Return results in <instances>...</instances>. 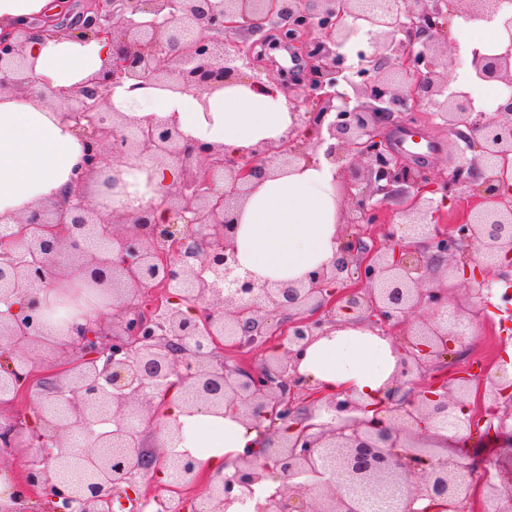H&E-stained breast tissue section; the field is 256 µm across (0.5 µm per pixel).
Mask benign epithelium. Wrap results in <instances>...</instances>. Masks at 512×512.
Returning <instances> with one entry per match:
<instances>
[{
    "instance_id": "7a95c632",
    "label": "benign epithelium",
    "mask_w": 512,
    "mask_h": 512,
    "mask_svg": "<svg viewBox=\"0 0 512 512\" xmlns=\"http://www.w3.org/2000/svg\"><path fill=\"white\" fill-rule=\"evenodd\" d=\"M466 24L502 20L507 40L497 53L471 52L473 79L504 85L509 94L486 112L471 93L449 89L451 71L441 73L437 42L447 38L449 19ZM62 15L34 26L0 32V91L25 82L23 43L32 28L55 37ZM284 34V43L303 62L290 74L299 93L289 98L298 123L279 145H263L247 157L226 158L212 147L191 148L181 132L162 120L130 126L112 111V87L127 79L133 87L202 93L249 76L264 24ZM75 25L81 33L112 43L105 68L78 90L59 98L58 109L76 122L85 145L83 164L67 200L43 205L26 219L21 234L0 237V301L47 281L55 270L59 291L71 290V305L93 299L96 310L118 312L108 331L99 320L75 333L48 337L36 304L20 318H0V407L34 394L37 405L67 404L62 415L37 413L33 425L15 419L0 424L3 448H36L24 480L0 512H20L34 493L53 512H114L116 500L135 494L138 476L165 468L182 486L198 478L190 458L145 450L149 427L171 441L180 429L161 421L155 401L178 391L188 410L221 414L225 405L258 429L270 417L282 427L260 432L261 446L237 454L234 471L213 480L192 512H228L254 498V485L270 476L280 485L256 512H368L389 490L400 492L406 512H467L473 467L441 454L424 438L448 428L455 436L473 431L474 418L462 401L469 378L456 388L437 378L412 398L400 383L447 356L469 333L486 303L490 284L469 281L479 305L448 310V288L428 277L451 270L468 275L479 263L494 268L512 260V6L507 0H84ZM378 31L381 45L360 52V66H345L342 49L362 28ZM237 43L224 48V35ZM438 119L467 144L464 158L432 177L424 162L403 159L386 130L423 131L424 113ZM326 147L338 165L334 186L349 204L336 259L286 288L259 287L233 275L236 212L252 182L270 167L309 163ZM123 164L151 161L174 168L178 180L151 187L154 197L137 211L103 210L88 199L87 182L101 177L100 195L115 199L125 185L103 175L106 156ZM404 194L398 229L381 251L364 239L363 228L388 225L385 203L395 188ZM475 203L449 232L439 218L454 192ZM100 237L106 254L90 253L80 242ZM214 276L208 280L205 274ZM159 288L165 299L147 308L131 294ZM427 313L396 348L398 371L386 405L369 416L343 392L327 394L298 372L305 348L352 315L380 335L405 325L409 315ZM285 315L271 360L259 367L231 366L223 350L254 352L271 341L270 315ZM43 344L81 357L60 372H40L34 351ZM506 370L483 379L492 402L512 390ZM328 420L314 423L315 412ZM114 428L83 443L77 432L99 424ZM60 452H54V449ZM79 465L86 481L63 485L58 474ZM496 512H512V482L490 486ZM429 505L420 511L413 505Z\"/></svg>"
}]
</instances>
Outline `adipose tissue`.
<instances>
[{"label":"adipose tissue","mask_w":512,"mask_h":512,"mask_svg":"<svg viewBox=\"0 0 512 512\" xmlns=\"http://www.w3.org/2000/svg\"><path fill=\"white\" fill-rule=\"evenodd\" d=\"M25 53L29 84L0 92V221L8 226L42 203L65 200L82 162L83 141L75 122L48 105L44 95L67 94L82 86L102 70L112 46L73 32L31 38ZM111 103L132 121L163 118L180 130L189 146H215L229 158L259 144H279L297 120L287 95L272 84L260 90L237 82L202 94L191 87L134 90L124 83L113 87ZM335 176V166L322 158L274 169L256 180L236 215V275L284 288L331 264L339 236ZM122 178L126 193L115 205L133 211L150 200L149 182H173L176 172L138 166L124 169ZM396 368L390 342L353 321L314 341L298 365L321 389L345 390L367 405L377 403L389 388ZM163 412L181 426L177 451L218 477L227 458L257 439L256 430L229 412L189 414L175 399L166 402Z\"/></svg>","instance_id":"obj_1"}]
</instances>
